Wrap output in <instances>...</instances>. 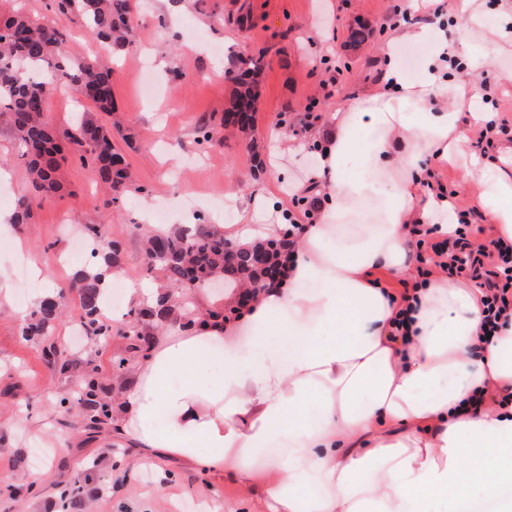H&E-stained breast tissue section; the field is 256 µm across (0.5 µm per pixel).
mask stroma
Masks as SVG:
<instances>
[{"label":"stroma","instance_id":"1","mask_svg":"<svg viewBox=\"0 0 512 512\" xmlns=\"http://www.w3.org/2000/svg\"><path fill=\"white\" fill-rule=\"evenodd\" d=\"M432 10L406 13L405 0H184L178 23H171L158 0H137L132 18L134 50L112 82L115 109L100 113L102 122L119 123L132 143L115 145L135 175L138 189L118 205L105 206L104 190L76 158L62 162L63 189L35 209L29 223L14 225L0 236V274L9 286V303L0 305V462L10 463L14 484L0 487V512H62L65 491L83 487L81 512H181L184 502L198 500L209 512H266L252 486L192 467L173 458L146 455L112 432L87 430L74 404H60L61 393L77 381L86 361L99 365V378L111 403H118L126 372L111 363L130 356L125 334L137 320L143 298L131 289L162 280L147 271L139 227L143 205H168L167 228L185 220H206L215 229L238 223L246 204L264 200L254 215L257 224H275L279 213L303 218L311 203L294 189L316 164L331 116L380 85L381 60L395 26L433 25ZM365 34L351 41L352 31ZM263 55L255 136L266 150V165L278 168L254 175L242 136L224 127V111L234 82L226 68L232 56ZM162 56L155 69L157 94L143 95L144 64ZM470 68L490 86L498 111L512 114V54L471 55ZM211 141H203L201 127ZM17 137L0 120V179L10 192L0 212L29 188L25 167L17 160ZM424 172H439L457 207L474 209L473 223L486 224L482 208L486 185L470 176L469 165L432 158ZM79 225H99L104 245L118 243L121 262L110 273L111 287L122 292L117 309H103L111 324L106 341L72 333L82 311L78 304L58 319L51 338H25L23 314L93 258L74 255L59 224L60 216ZM38 259L45 275L23 292L16 270ZM61 347L69 360L60 369L45 356L48 343ZM114 487L109 501L92 497L101 486Z\"/></svg>","mask_w":512,"mask_h":512}]
</instances>
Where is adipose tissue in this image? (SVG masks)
Returning a JSON list of instances; mask_svg holds the SVG:
<instances>
[{
  "label": "adipose tissue",
  "mask_w": 512,
  "mask_h": 512,
  "mask_svg": "<svg viewBox=\"0 0 512 512\" xmlns=\"http://www.w3.org/2000/svg\"><path fill=\"white\" fill-rule=\"evenodd\" d=\"M400 36L424 62L413 77L388 55L387 88L337 113L310 179L327 197L279 279L250 290L234 320L191 333L173 321L135 362L115 416L145 453L258 483L269 512H422L426 496L460 512L474 459L483 496L512 512V405L498 403L512 394V324L483 338L478 288L440 275L418 287L409 339L395 340L399 307L376 282L409 276L413 225L453 234L456 202L421 192L419 163L465 153L459 105L473 123L491 118L477 73L463 87L447 76L448 56L474 50L467 28ZM474 166L484 211L512 243V168ZM210 358L220 371L202 372ZM481 389L495 402L467 410ZM284 433L291 448L257 480L248 460Z\"/></svg>",
  "instance_id": "1"
}]
</instances>
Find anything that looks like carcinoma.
Here are the masks:
<instances>
[{
  "instance_id": "1",
  "label": "carcinoma",
  "mask_w": 512,
  "mask_h": 512,
  "mask_svg": "<svg viewBox=\"0 0 512 512\" xmlns=\"http://www.w3.org/2000/svg\"><path fill=\"white\" fill-rule=\"evenodd\" d=\"M48 8L59 19L53 26L43 17L33 18L19 10L0 16V116L14 130L19 142L31 189L15 202V223L26 224L34 209L61 190L57 177L62 145L70 147L83 164L108 189L105 204L110 205L139 190L125 159L113 141L112 130L88 118L73 128H58L45 121L42 102L60 81L66 83L82 101L101 112L113 111L112 81L114 58L127 54L133 34L130 15L132 0H50ZM79 21L95 41L109 47L111 58L96 54L74 63L65 48L64 22ZM263 68V57L236 58L232 71L240 73L228 112L249 113L248 121L238 125L248 152L256 166H261L260 153L253 135L254 114L259 98L258 85L248 75ZM230 240L209 224H193L172 230L157 227L145 239L148 270L164 273L161 288L142 315L156 323H164L174 311L182 325L195 329L202 324L195 309L189 307L192 288L186 283L195 269L208 277L222 280V288L235 290L242 282H264L265 273L252 266L251 253L264 249L270 259L288 252V236L271 237L251 243L233 242L234 255L225 254ZM120 247L114 243L94 267L79 273L67 290H59L22 318V334L48 336L57 312L66 309L71 300L79 301L83 311L80 325L88 336L105 337L111 326L100 320L108 293V272L119 266ZM74 402L91 430L107 425L111 419L110 404L100 385L96 368L86 363L81 382L74 395H66L60 403Z\"/></svg>"
}]
</instances>
